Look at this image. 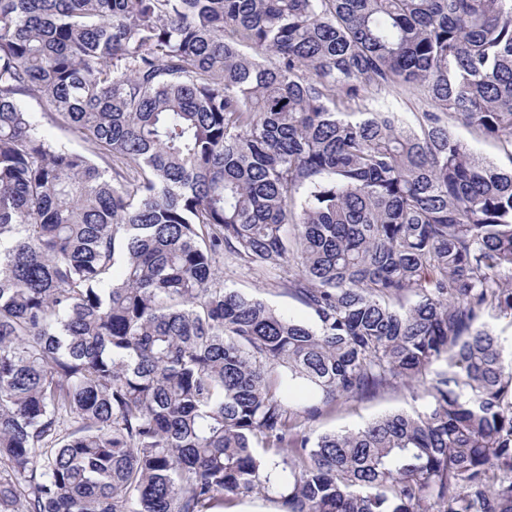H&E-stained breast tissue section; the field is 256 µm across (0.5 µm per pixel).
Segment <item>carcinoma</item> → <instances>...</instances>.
Segmentation results:
<instances>
[{
    "instance_id": "obj_1",
    "label": "carcinoma",
    "mask_w": 512,
    "mask_h": 512,
    "mask_svg": "<svg viewBox=\"0 0 512 512\" xmlns=\"http://www.w3.org/2000/svg\"><path fill=\"white\" fill-rule=\"evenodd\" d=\"M450 117L512 161V0H0V512H512V168ZM369 107L381 112H401L407 119L413 120L412 112H419L420 104L415 96L409 93H381L369 90ZM23 100L28 110L30 112H34L37 118L41 120L46 131L53 138L57 139L60 142H63L66 146L73 150L84 152V143L80 140L76 133H74L71 130H63L54 126V124L50 121V118L46 114L49 111L41 102V100H39L35 96H26ZM448 127L455 136L464 141L471 150L480 158L495 162L503 167H510V162L507 155L495 143L485 141L474 134L468 127L461 121L451 119L448 122ZM221 271L225 287L261 299L277 313L287 318L314 325L313 312L289 294L282 285V278L286 276L285 274H281L280 280L274 279V276L254 274L239 268L235 261L228 256H224V265H221ZM429 400L421 387L400 383L378 397L344 403L335 415L314 422L310 430L315 437L325 431L356 429L391 410L424 411Z\"/></svg>"
}]
</instances>
